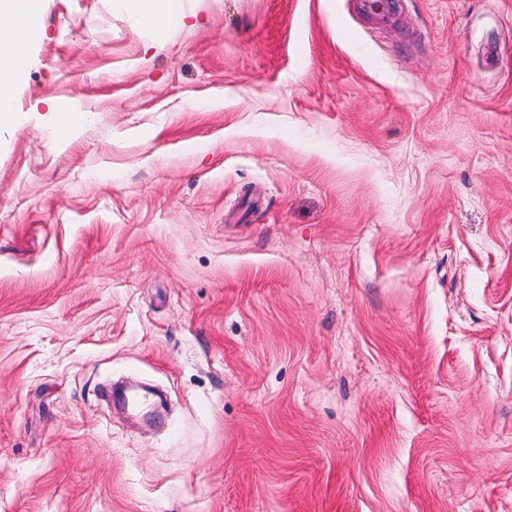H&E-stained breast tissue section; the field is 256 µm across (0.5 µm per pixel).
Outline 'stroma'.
Segmentation results:
<instances>
[{"label": "stroma", "mask_w": 512, "mask_h": 512, "mask_svg": "<svg viewBox=\"0 0 512 512\" xmlns=\"http://www.w3.org/2000/svg\"><path fill=\"white\" fill-rule=\"evenodd\" d=\"M38 5L0 512H512V0ZM132 3L131 19L137 24L163 28L166 18L181 10V0H128Z\"/></svg>", "instance_id": "1"}]
</instances>
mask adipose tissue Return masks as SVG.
<instances>
[{"label": "adipose tissue", "instance_id": "1", "mask_svg": "<svg viewBox=\"0 0 512 512\" xmlns=\"http://www.w3.org/2000/svg\"><path fill=\"white\" fill-rule=\"evenodd\" d=\"M37 16V0H0V18L16 23L13 33H0V98L7 96L10 80L22 67L26 45L41 35L33 26Z\"/></svg>", "mask_w": 512, "mask_h": 512}]
</instances>
